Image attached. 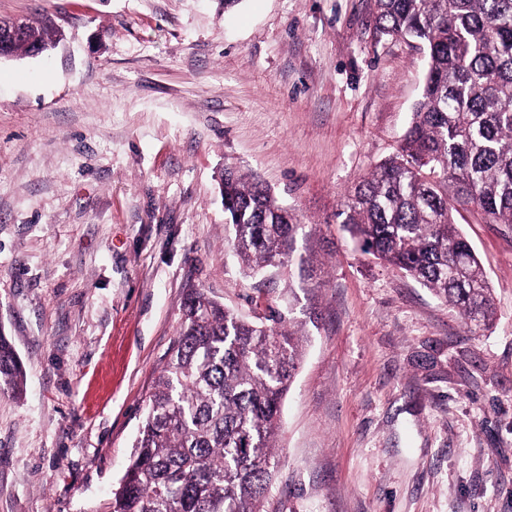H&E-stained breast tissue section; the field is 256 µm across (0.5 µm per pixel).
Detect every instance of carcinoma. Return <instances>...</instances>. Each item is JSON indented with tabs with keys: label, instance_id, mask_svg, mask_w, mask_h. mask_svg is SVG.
<instances>
[{
	"label": "carcinoma",
	"instance_id": "cac0c4a2",
	"mask_svg": "<svg viewBox=\"0 0 512 512\" xmlns=\"http://www.w3.org/2000/svg\"><path fill=\"white\" fill-rule=\"evenodd\" d=\"M380 31L419 41L421 98L397 153L342 202L351 239L456 309L471 329L496 314L483 266L454 213L477 208L512 224V0H375ZM48 46L32 24L10 49ZM224 188L231 246L252 275L303 276L301 225L259 180L233 168ZM304 334L272 305L256 321L194 289L153 390L124 476L100 512H266L278 471L281 403L305 350ZM25 370L0 333V388Z\"/></svg>",
	"mask_w": 512,
	"mask_h": 512
}]
</instances>
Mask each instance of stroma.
<instances>
[{"instance_id":"1","label":"stroma","mask_w":512,"mask_h":512,"mask_svg":"<svg viewBox=\"0 0 512 512\" xmlns=\"http://www.w3.org/2000/svg\"><path fill=\"white\" fill-rule=\"evenodd\" d=\"M374 0H0L53 31L0 59V512H98L189 290L308 335L271 512H512V225L473 209L496 320L470 332L362 252L338 212L397 150L426 70ZM293 213L314 277L244 276L220 178ZM23 363L9 336L0 332V389L7 386L13 394H18L25 381Z\"/></svg>"}]
</instances>
